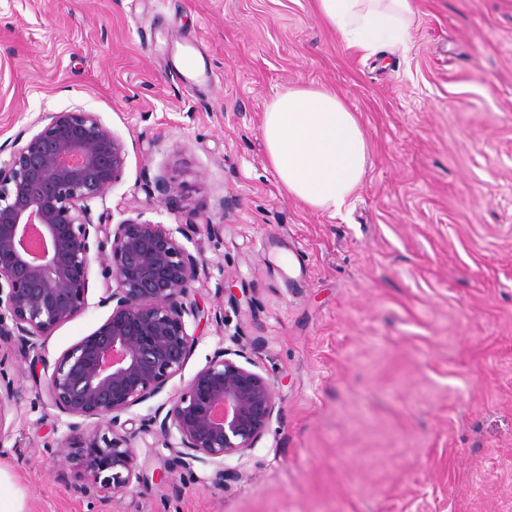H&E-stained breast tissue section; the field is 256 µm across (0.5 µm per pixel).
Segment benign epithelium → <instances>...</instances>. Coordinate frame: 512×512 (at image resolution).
Segmentation results:
<instances>
[{
	"instance_id": "1",
	"label": "benign epithelium",
	"mask_w": 512,
	"mask_h": 512,
	"mask_svg": "<svg viewBox=\"0 0 512 512\" xmlns=\"http://www.w3.org/2000/svg\"><path fill=\"white\" fill-rule=\"evenodd\" d=\"M9 159L0 161V336L34 363L41 340L88 305L92 258H103L99 303L107 320L56 360L40 393L70 418L60 451L75 462L84 491L131 492L140 482L122 415L182 374L195 342L186 319L199 317L193 295L199 259L163 224L128 217L96 224L91 203L124 171L128 152L95 112H52ZM218 349L189 378L166 413L141 423L164 439L182 469L214 467L224 484L228 457L256 447L276 411L275 381Z\"/></svg>"
}]
</instances>
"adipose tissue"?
<instances>
[{
    "label": "adipose tissue",
    "mask_w": 512,
    "mask_h": 512,
    "mask_svg": "<svg viewBox=\"0 0 512 512\" xmlns=\"http://www.w3.org/2000/svg\"><path fill=\"white\" fill-rule=\"evenodd\" d=\"M322 22L351 47L374 53L401 46L413 0H316ZM267 158L289 195L332 216L342 214L368 164L362 125L343 96L324 88L278 93L264 113Z\"/></svg>",
    "instance_id": "adipose-tissue-1"
}]
</instances>
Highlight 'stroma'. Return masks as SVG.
<instances>
[{
    "label": "stroma",
    "instance_id": "stroma-1",
    "mask_svg": "<svg viewBox=\"0 0 512 512\" xmlns=\"http://www.w3.org/2000/svg\"><path fill=\"white\" fill-rule=\"evenodd\" d=\"M416 5L405 46L369 56L315 0H0V158L42 114L97 113L128 159L93 219L142 215L200 260L183 374L129 413L134 491L81 492L66 416L0 340V472L27 512H512V0ZM187 54L209 79L177 78ZM292 87L360 116L367 172L342 215L267 160L264 112ZM100 271L48 361L111 314ZM222 347L275 381L280 412L219 486L139 422Z\"/></svg>",
    "mask_w": 512,
    "mask_h": 512
}]
</instances>
